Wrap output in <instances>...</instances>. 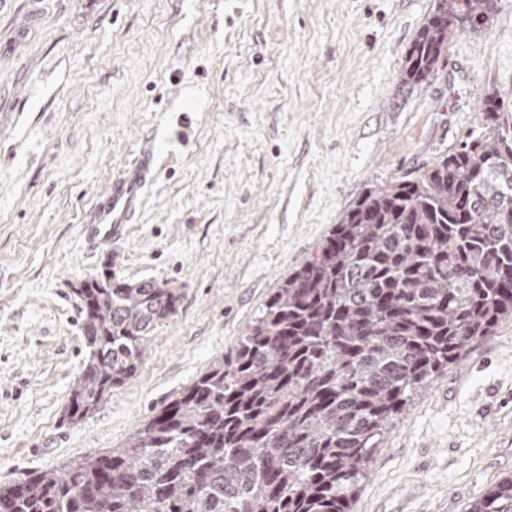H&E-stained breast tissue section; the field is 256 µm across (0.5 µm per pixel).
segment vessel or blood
<instances>
[{
	"label": "vessel or blood",
	"mask_w": 512,
	"mask_h": 512,
	"mask_svg": "<svg viewBox=\"0 0 512 512\" xmlns=\"http://www.w3.org/2000/svg\"><path fill=\"white\" fill-rule=\"evenodd\" d=\"M153 176L154 154L145 147L95 196L82 221V236L102 245L123 237L142 211Z\"/></svg>",
	"instance_id": "1"
}]
</instances>
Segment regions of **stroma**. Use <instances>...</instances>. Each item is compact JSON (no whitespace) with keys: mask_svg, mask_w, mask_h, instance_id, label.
Returning <instances> with one entry per match:
<instances>
[{"mask_svg":"<svg viewBox=\"0 0 512 512\" xmlns=\"http://www.w3.org/2000/svg\"><path fill=\"white\" fill-rule=\"evenodd\" d=\"M436 0H0V484L120 447L227 353L373 184L421 168L512 91V0L400 72ZM123 239L81 237L146 143ZM177 289L137 374L64 418L88 349L81 281ZM512 475V320L413 396L354 512H465Z\"/></svg>","mask_w":512,"mask_h":512,"instance_id":"obj_1","label":"stroma"}]
</instances>
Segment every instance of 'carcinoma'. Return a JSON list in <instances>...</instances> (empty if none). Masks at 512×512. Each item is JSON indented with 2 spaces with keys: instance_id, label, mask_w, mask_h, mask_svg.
Wrapping results in <instances>:
<instances>
[{
  "instance_id": "1",
  "label": "carcinoma",
  "mask_w": 512,
  "mask_h": 512,
  "mask_svg": "<svg viewBox=\"0 0 512 512\" xmlns=\"http://www.w3.org/2000/svg\"><path fill=\"white\" fill-rule=\"evenodd\" d=\"M495 0H438L405 59L419 85ZM489 93L459 146L344 211L226 354L118 448L0 486V512H350L415 393L512 319V121ZM89 348L66 416L134 377L175 288L85 280ZM467 512H512V476Z\"/></svg>"
}]
</instances>
